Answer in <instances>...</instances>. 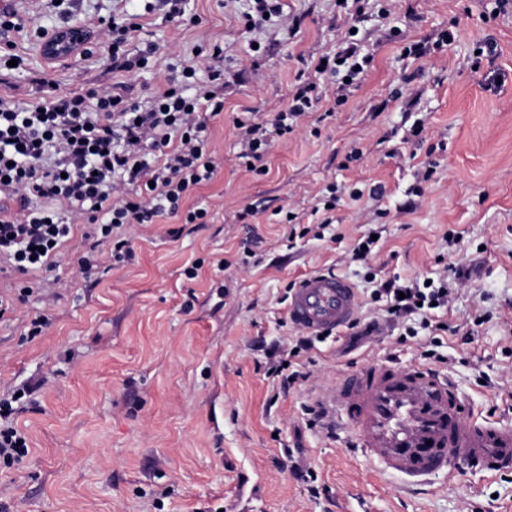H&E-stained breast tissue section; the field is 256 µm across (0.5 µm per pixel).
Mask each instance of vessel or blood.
Listing matches in <instances>:
<instances>
[{
    "mask_svg": "<svg viewBox=\"0 0 512 512\" xmlns=\"http://www.w3.org/2000/svg\"><path fill=\"white\" fill-rule=\"evenodd\" d=\"M359 308L340 277L309 275L293 289L288 318L313 336L349 324ZM332 404L363 454L413 487L460 466L485 475L512 472V426L469 416L456 384L418 363L373 361L336 380Z\"/></svg>",
    "mask_w": 512,
    "mask_h": 512,
    "instance_id": "vessel-or-blood-1",
    "label": "vessel or blood"
}]
</instances>
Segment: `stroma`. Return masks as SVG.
Here are the masks:
<instances>
[{
    "label": "stroma",
    "instance_id": "obj_1",
    "mask_svg": "<svg viewBox=\"0 0 512 512\" xmlns=\"http://www.w3.org/2000/svg\"><path fill=\"white\" fill-rule=\"evenodd\" d=\"M13 5L31 31L116 8L138 16L162 52L133 74L142 95L216 42L230 85L210 125L223 165L186 200L209 205L208 223L166 216L124 226L117 234L133 260L88 278L77 271L91 247L80 225L53 270L0 275L2 295L60 282L0 317V396L22 392L15 421L29 444L0 468V512H512V473L463 469L408 490L356 450L349 431L309 425L305 413L330 400L340 375L392 359L430 363L475 413L512 424V7L281 0V18L252 31L247 0H184L195 19L186 27L157 0ZM352 28L370 62L344 87L313 66ZM445 30L454 40L437 47ZM417 41L430 54L404 56ZM488 43L492 53L472 68ZM105 56L97 44L53 68L61 91L119 82ZM300 79L317 84L318 103L270 148L267 174L246 171L235 118H271ZM415 125L420 136L408 138ZM257 200L264 213L242 223ZM282 207L299 214L305 236L287 240ZM370 234L373 253L359 260L354 248ZM456 267L469 278L452 279ZM326 271L356 288L363 322L385 316L371 299L381 281L447 278L452 299L433 317L450 329L432 336L418 314L361 340L342 329L301 353V379L284 386L270 369L302 335L288 319L287 286ZM38 314L49 324L28 335Z\"/></svg>",
    "mask_w": 512,
    "mask_h": 512
}]
</instances>
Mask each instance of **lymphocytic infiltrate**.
Wrapping results in <instances>:
<instances>
[{
  "label": "lymphocytic infiltrate",
  "instance_id": "1",
  "mask_svg": "<svg viewBox=\"0 0 512 512\" xmlns=\"http://www.w3.org/2000/svg\"><path fill=\"white\" fill-rule=\"evenodd\" d=\"M25 22L12 8L0 10V85L9 61L26 69L38 93L21 102L0 92V261L9 271L26 274L52 269L61 247L76 225L88 237L112 242L110 255L90 252L78 260L79 271L90 275L105 260L131 258L127 240H113L114 229L126 224H151L164 215L183 214L185 223L203 224V207L183 209L190 192L211 181L221 165L209 147L206 132L224 110V47L216 43L207 54L167 76L141 103L124 83L60 93L58 82L45 70L29 68L15 40ZM141 29L132 17L98 20L87 30L107 48L113 71L129 73L147 67L157 47L147 44L138 54L129 45ZM208 78L196 86L199 68ZM316 86L296 84L287 105L269 121L236 118L240 131L239 159L262 174V161L272 144L292 132L300 116L315 102ZM20 201L13 210L12 201ZM447 282L399 285L389 280L372 294L385 302L387 313L400 318L423 313V328L448 331L447 323L427 314L447 306ZM13 401L0 398V465L11 467L28 452L26 435L8 420Z\"/></svg>",
  "mask_w": 512,
  "mask_h": 512
}]
</instances>
